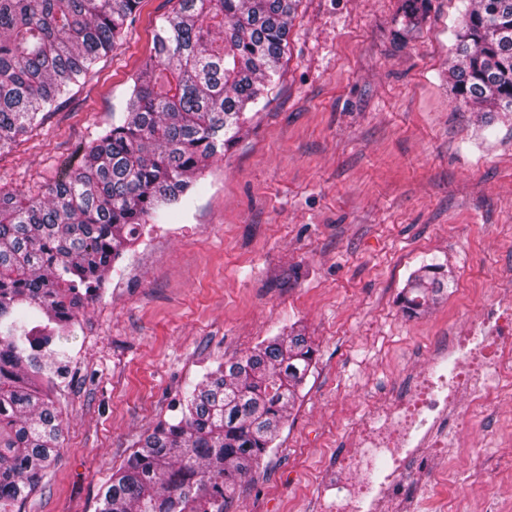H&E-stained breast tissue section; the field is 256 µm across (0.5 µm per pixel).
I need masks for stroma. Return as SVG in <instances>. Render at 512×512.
I'll return each instance as SVG.
<instances>
[{
	"mask_svg": "<svg viewBox=\"0 0 512 512\" xmlns=\"http://www.w3.org/2000/svg\"><path fill=\"white\" fill-rule=\"evenodd\" d=\"M399 0H301L279 76L161 236L138 245L79 316L51 373L63 449L20 512H96L106 482L185 387L264 339L301 331L314 367L273 447L227 512H319L318 478L376 397L402 391L437 337L512 295V113L480 114L448 84L468 0H431L396 44ZM173 0H141L124 41L0 155V190L26 195L123 112ZM446 299L403 313L422 262ZM444 466L453 512L512 487L497 439L512 399L480 417ZM482 461L481 472L470 455Z\"/></svg>",
	"mask_w": 512,
	"mask_h": 512,
	"instance_id": "obj_1",
	"label": "stroma"
}]
</instances>
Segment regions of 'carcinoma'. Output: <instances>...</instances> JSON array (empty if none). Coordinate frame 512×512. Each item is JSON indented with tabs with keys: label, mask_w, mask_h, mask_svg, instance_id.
<instances>
[{
	"label": "carcinoma",
	"mask_w": 512,
	"mask_h": 512,
	"mask_svg": "<svg viewBox=\"0 0 512 512\" xmlns=\"http://www.w3.org/2000/svg\"><path fill=\"white\" fill-rule=\"evenodd\" d=\"M156 25L154 57L135 75L126 111L77 166L25 197L0 191V512L41 483L61 455L54 401L36 383L29 341L72 339L77 311L101 295L142 224L167 220L210 162L238 140L279 75L299 0H177ZM449 78L462 102L512 112V0H471ZM140 0H0V153L55 111L122 38ZM429 0H403L411 37ZM442 266L415 270L404 301L426 309L447 291ZM314 351L295 331L263 341L190 386L180 415L160 421L112 474L96 512H226L236 485L278 438Z\"/></svg>",
	"instance_id": "carcinoma-1"
}]
</instances>
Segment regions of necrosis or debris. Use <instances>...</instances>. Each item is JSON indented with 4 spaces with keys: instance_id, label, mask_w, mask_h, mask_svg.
<instances>
[{
    "instance_id": "obj_1",
    "label": "necrosis or debris",
    "mask_w": 512,
    "mask_h": 512,
    "mask_svg": "<svg viewBox=\"0 0 512 512\" xmlns=\"http://www.w3.org/2000/svg\"><path fill=\"white\" fill-rule=\"evenodd\" d=\"M512 395V303L429 350L408 388L369 402L353 447L319 477L320 512H404L414 477L459 447L458 427Z\"/></svg>"
}]
</instances>
